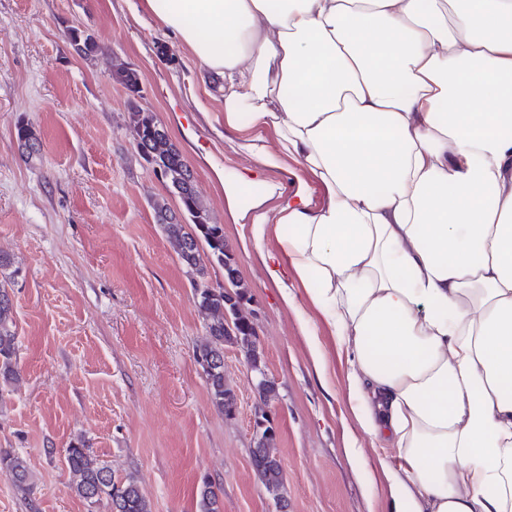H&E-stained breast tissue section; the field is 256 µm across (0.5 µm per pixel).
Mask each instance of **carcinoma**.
<instances>
[{
    "label": "carcinoma",
    "mask_w": 512,
    "mask_h": 512,
    "mask_svg": "<svg viewBox=\"0 0 512 512\" xmlns=\"http://www.w3.org/2000/svg\"><path fill=\"white\" fill-rule=\"evenodd\" d=\"M75 52L83 59L96 57L101 47L86 31L76 27L66 28ZM112 79L122 85L133 99L140 95L139 77L130 67L115 70ZM133 135L140 138L138 154L153 170L161 171L169 192L181 205V220L169 222L174 211L165 202L153 204L155 221L163 226L169 242L187 272L193 276L195 304L208 318L209 340L196 348V361L201 366L211 397L218 408L226 413L233 411L236 398L224 383V344L240 348L248 367L257 375L264 373L263 353L257 343L255 330L239 316L240 304L246 299L247 289L238 276L234 259L224 244V227L210 221L206 208L200 202L192 171L185 163L179 149L171 141L166 127L152 114L134 113ZM17 140L26 158L33 159L40 152V138L29 125L17 126ZM206 244L208 253L201 255L200 245ZM224 270V280L230 287L209 288L207 266ZM11 266L10 259L0 256V380L8 383L17 376L16 332L13 305L6 285L15 272L4 273ZM258 405L268 406L276 397V385L269 381L257 384ZM68 467L78 481L74 491L88 505L102 500L111 505V512H149L138 480L129 476L115 481L112 469L103 461L93 458L89 449L72 444L66 449ZM252 468L267 491L282 495L284 475L273 427L265 426L251 448ZM0 472L23 493L31 492L30 472L26 461L10 453L0 455ZM222 502L211 483L202 481L198 490V512H221Z\"/></svg>",
    "instance_id": "1"
}]
</instances>
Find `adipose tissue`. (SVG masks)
I'll return each mask as SVG.
<instances>
[{
    "mask_svg": "<svg viewBox=\"0 0 512 512\" xmlns=\"http://www.w3.org/2000/svg\"><path fill=\"white\" fill-rule=\"evenodd\" d=\"M142 6L256 160L227 212L345 350L388 512H512V0Z\"/></svg>",
    "mask_w": 512,
    "mask_h": 512,
    "instance_id": "adipose-tissue-1",
    "label": "adipose tissue"
}]
</instances>
